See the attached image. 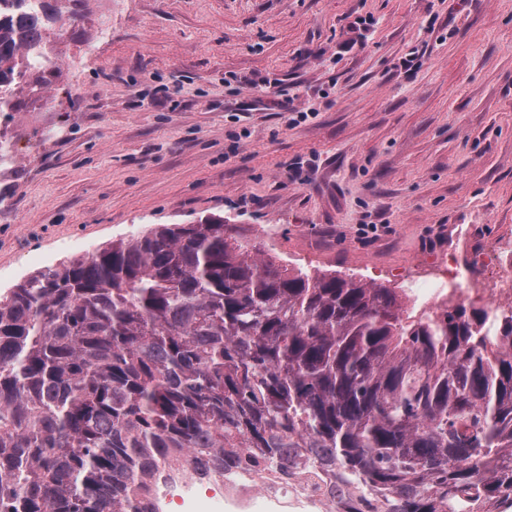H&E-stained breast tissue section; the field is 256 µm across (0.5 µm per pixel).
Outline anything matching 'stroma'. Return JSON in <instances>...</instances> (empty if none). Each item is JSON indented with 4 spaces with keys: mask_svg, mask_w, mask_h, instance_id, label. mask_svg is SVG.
Listing matches in <instances>:
<instances>
[{
    "mask_svg": "<svg viewBox=\"0 0 512 512\" xmlns=\"http://www.w3.org/2000/svg\"><path fill=\"white\" fill-rule=\"evenodd\" d=\"M0 165V295L160 224L432 301L512 266V0H88ZM413 59L405 70V59Z\"/></svg>",
    "mask_w": 512,
    "mask_h": 512,
    "instance_id": "1",
    "label": "stroma"
}]
</instances>
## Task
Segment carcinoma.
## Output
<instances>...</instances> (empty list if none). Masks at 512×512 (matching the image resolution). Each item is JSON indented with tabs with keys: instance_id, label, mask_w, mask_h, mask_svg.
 Wrapping results in <instances>:
<instances>
[{
	"instance_id": "cac0c4a2",
	"label": "carcinoma",
	"mask_w": 512,
	"mask_h": 512,
	"mask_svg": "<svg viewBox=\"0 0 512 512\" xmlns=\"http://www.w3.org/2000/svg\"><path fill=\"white\" fill-rule=\"evenodd\" d=\"M88 0H0V165ZM390 288L262 260L221 216L163 225L0 297V512H144L205 459L348 481L336 512L512 508V314L403 319Z\"/></svg>"
}]
</instances>
